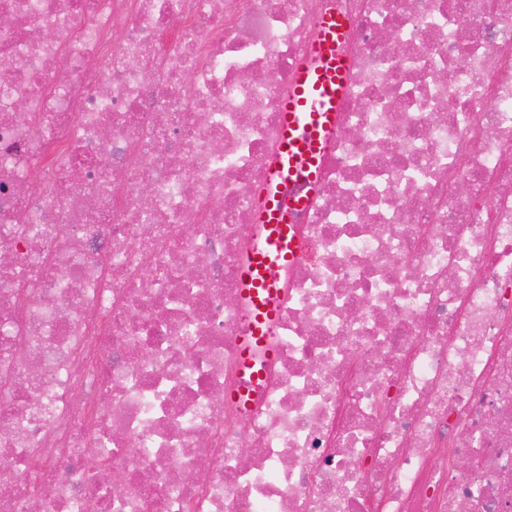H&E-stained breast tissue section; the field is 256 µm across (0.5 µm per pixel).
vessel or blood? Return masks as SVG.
I'll return each instance as SVG.
<instances>
[{
  "mask_svg": "<svg viewBox=\"0 0 512 512\" xmlns=\"http://www.w3.org/2000/svg\"><path fill=\"white\" fill-rule=\"evenodd\" d=\"M347 26L339 13L319 16L317 36L280 105L279 152L261 201L260 243L239 271L242 292L254 314L250 333L237 341L241 368L249 373L258 361L275 355L270 336L278 310L270 272L293 264L303 253L295 226L308 208L309 190L317 184L322 155L337 127L349 69L348 58L339 50Z\"/></svg>",
  "mask_w": 512,
  "mask_h": 512,
  "instance_id": "vessel-or-blood-1",
  "label": "vessel or blood"
}]
</instances>
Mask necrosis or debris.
<instances>
[{
	"label": "necrosis or debris",
	"mask_w": 512,
	"mask_h": 512,
	"mask_svg": "<svg viewBox=\"0 0 512 512\" xmlns=\"http://www.w3.org/2000/svg\"><path fill=\"white\" fill-rule=\"evenodd\" d=\"M331 10L253 381L238 265ZM0 461V512H512V0H0ZM347 20L329 11L317 20V36L307 57L297 68L288 95L280 105L279 152L267 174L262 198L259 246L242 261L239 278L254 317L250 333L237 341L241 369L258 377L257 362H269L275 355L270 343L277 307L270 286V271L288 267L303 253L293 224H300L309 205V188L317 184L320 161L329 137L337 127L349 60L339 50L347 31ZM302 185L288 196L282 187L288 181Z\"/></svg>",
	"instance_id": "4bbe7bcc"
}]
</instances>
